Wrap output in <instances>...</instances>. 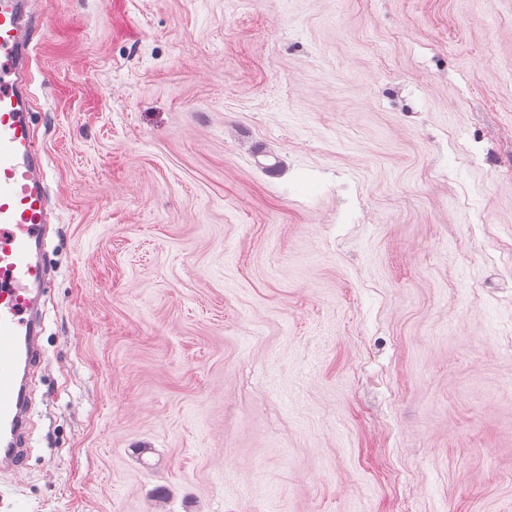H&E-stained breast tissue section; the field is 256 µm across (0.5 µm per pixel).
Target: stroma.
<instances>
[{
    "label": "stroma",
    "mask_w": 512,
    "mask_h": 512,
    "mask_svg": "<svg viewBox=\"0 0 512 512\" xmlns=\"http://www.w3.org/2000/svg\"><path fill=\"white\" fill-rule=\"evenodd\" d=\"M32 10L0 512H512V0ZM25 0L0 1V448L1 472L19 469L27 448L29 375L42 360L37 315L45 281L48 198L26 114L23 68L32 52Z\"/></svg>",
    "instance_id": "stroma-1"
}]
</instances>
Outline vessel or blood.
<instances>
[{
  "instance_id": "vessel-or-blood-1",
  "label": "vessel or blood",
  "mask_w": 512,
  "mask_h": 512,
  "mask_svg": "<svg viewBox=\"0 0 512 512\" xmlns=\"http://www.w3.org/2000/svg\"><path fill=\"white\" fill-rule=\"evenodd\" d=\"M32 52L25 0H0V470H18L27 446L29 375L42 360L37 315L46 277L48 198L26 114L23 68Z\"/></svg>"
}]
</instances>
